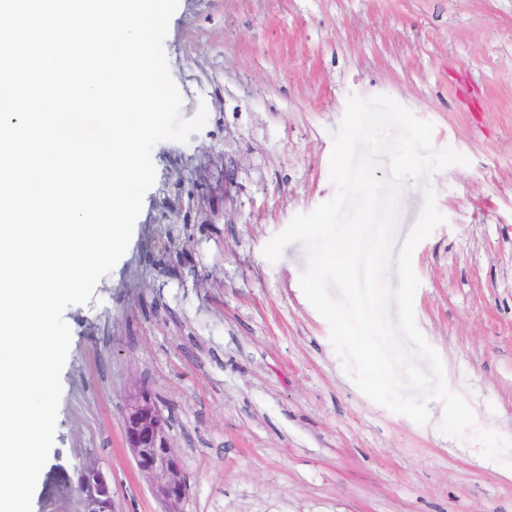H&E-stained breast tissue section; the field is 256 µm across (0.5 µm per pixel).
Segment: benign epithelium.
<instances>
[{"instance_id":"1","label":"benign epithelium","mask_w":512,"mask_h":512,"mask_svg":"<svg viewBox=\"0 0 512 512\" xmlns=\"http://www.w3.org/2000/svg\"><path fill=\"white\" fill-rule=\"evenodd\" d=\"M125 441L132 449L140 471L154 480L158 499L166 512H178L186 498L188 482L171 445L166 422L149 390L143 386L129 395L123 416ZM77 487L84 512H113L112 494L88 482V474L101 472L84 464L77 469Z\"/></svg>"}]
</instances>
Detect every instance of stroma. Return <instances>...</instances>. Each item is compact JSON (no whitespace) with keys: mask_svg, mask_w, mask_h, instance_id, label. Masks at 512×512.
<instances>
[{"mask_svg":"<svg viewBox=\"0 0 512 512\" xmlns=\"http://www.w3.org/2000/svg\"><path fill=\"white\" fill-rule=\"evenodd\" d=\"M187 142L151 153L126 253L66 309L54 445L32 512H83L61 476L95 464L115 512H164L124 440L143 385L189 483L181 512H512V473L475 431L419 425L363 395L299 287L302 244L266 243L330 200L347 101L386 95L465 156L402 184V243L432 188L443 223L414 250L417 325L477 429L512 438V0H179L164 42ZM172 227L189 256L155 248Z\"/></svg>","mask_w":512,"mask_h":512,"instance_id":"35a3bbf8","label":"stroma"}]
</instances>
